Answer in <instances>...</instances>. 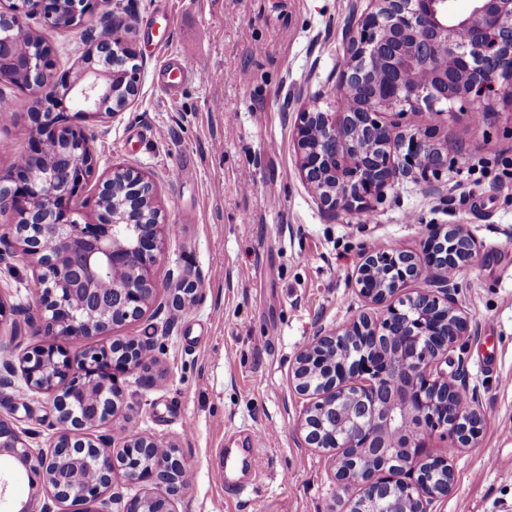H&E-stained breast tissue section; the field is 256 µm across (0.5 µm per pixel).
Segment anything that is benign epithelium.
Listing matches in <instances>:
<instances>
[{"label":"benign epithelium","instance_id":"7a95c632","mask_svg":"<svg viewBox=\"0 0 512 512\" xmlns=\"http://www.w3.org/2000/svg\"><path fill=\"white\" fill-rule=\"evenodd\" d=\"M368 2L360 10L362 2ZM0 6V81L18 72L29 92L37 141L12 169L0 173V214L14 212L27 226L21 254L36 260L35 305L15 332L33 336H107L109 312L126 318L145 314L157 296L153 270L171 237L156 205L157 185L142 171L114 166L94 201L96 219L80 221L74 199L94 172L88 124L114 119L135 100L140 67L135 51L117 27L95 26L111 14L112 0H8ZM39 15L53 28L78 31L92 44L90 59L71 81L51 69V49L38 40L18 55V16ZM343 37L345 59L336 83L339 105H318L298 116L292 138L306 187L329 214L365 212L383 197L400 173L398 120L409 112L434 119L456 104L502 97L512 102V0H470L465 13L454 0H352ZM123 55L131 65L117 69L100 61ZM44 104L64 108L43 113ZM408 162L443 167L447 159L411 138ZM428 264L407 251L377 252L364 258L357 284L374 303L386 304L377 318L362 315L340 331L317 333L296 357L294 384L308 399L300 425L305 442L334 452L336 478L358 488L341 512H375L371 506L396 498L400 512H426L454 484L447 456L431 457L428 438L441 429L467 445L478 438L483 414L478 397L465 396L463 360L451 351L469 335L448 276L434 289L403 293L408 281L434 278L437 270L460 268L476 256L474 238L460 224L428 242ZM202 272H185L174 284L172 304L198 299ZM153 337L105 344L107 358L73 357L47 341L26 353L20 371L26 384L52 397L58 426L51 449L36 450L0 417V454L7 453L47 478V498L18 512H56L58 503L79 498L100 504L115 478L126 485H158L166 495L135 494L120 512H176L175 497L189 471L178 448L161 454L157 439L137 434L121 445H92L105 480L80 489L67 486L60 458L73 450L70 432L82 420L64 392L73 381L91 378L114 389L103 422L123 413L119 373L145 364ZM450 370H445V367ZM152 458L140 468L135 458ZM442 482L433 481L434 475Z\"/></svg>","mask_w":512,"mask_h":512}]
</instances>
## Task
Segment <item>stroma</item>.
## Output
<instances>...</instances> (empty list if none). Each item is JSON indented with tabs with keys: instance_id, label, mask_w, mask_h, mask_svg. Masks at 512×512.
Listing matches in <instances>:
<instances>
[{
	"instance_id": "35a3bbf8",
	"label": "stroma",
	"mask_w": 512,
	"mask_h": 512,
	"mask_svg": "<svg viewBox=\"0 0 512 512\" xmlns=\"http://www.w3.org/2000/svg\"><path fill=\"white\" fill-rule=\"evenodd\" d=\"M349 3L115 0L112 7L115 24L138 19L123 36L141 54L139 94L124 114L93 124L96 168L78 208L94 219L100 182L121 164L154 179L164 219L179 231L155 268L161 310L110 333L114 340L152 335L151 364L120 376L122 417L71 438L97 443L144 433L176 444L192 473L176 512H330L355 495L337 482L329 453L303 442L307 402L294 388L295 359L317 330L378 313L356 283L367 254L423 255L433 230L450 224L464 225L477 245L455 283L470 321L467 388L482 401L485 425L466 447L432 435L431 454L450 456L455 473L433 509L512 512V108L497 97L483 101L478 124L469 106L432 121L421 112L406 116L403 134L426 131L447 167L405 166L368 211L328 216L300 178L292 130L309 105L336 107ZM25 25L51 46L58 74L81 68L90 45L77 33L38 18ZM166 62L179 68L177 78L162 71ZM0 95L15 106L0 114L3 173L33 128L28 92L0 82ZM464 157L475 172L461 171ZM195 269L206 276L200 299L174 309L172 273ZM33 288L30 261L6 255L0 302L21 311L33 305ZM9 376L0 417L32 448H48L58 430L50 395L30 389L20 373ZM268 428L277 437L255 450L246 489L226 495L216 452ZM0 473L9 478L0 512L47 494L44 483L29 487L11 457L0 456Z\"/></svg>"
}]
</instances>
